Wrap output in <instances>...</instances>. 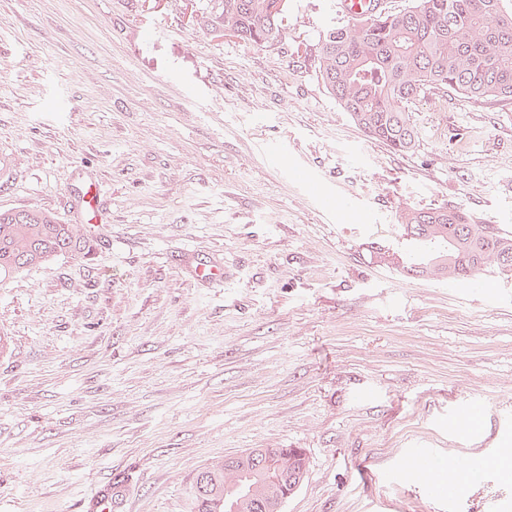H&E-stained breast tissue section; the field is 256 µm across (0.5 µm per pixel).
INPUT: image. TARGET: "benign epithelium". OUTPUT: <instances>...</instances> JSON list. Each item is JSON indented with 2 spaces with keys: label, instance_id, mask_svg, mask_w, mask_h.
<instances>
[{
  "label": "benign epithelium",
  "instance_id": "1",
  "mask_svg": "<svg viewBox=\"0 0 512 512\" xmlns=\"http://www.w3.org/2000/svg\"><path fill=\"white\" fill-rule=\"evenodd\" d=\"M274 452L273 448H257L224 461V473L232 475V478L224 480V497L232 500L236 507L280 512L282 495L273 490L260 493L265 466ZM280 462L278 480L288 486V495L291 496L301 487L306 473L293 458L282 457Z\"/></svg>",
  "mask_w": 512,
  "mask_h": 512
}]
</instances>
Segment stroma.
<instances>
[{
  "label": "stroma",
  "mask_w": 512,
  "mask_h": 512,
  "mask_svg": "<svg viewBox=\"0 0 512 512\" xmlns=\"http://www.w3.org/2000/svg\"><path fill=\"white\" fill-rule=\"evenodd\" d=\"M208 0H0V209L86 225L91 251L0 288V512H189L197 472L302 448L283 512H512V277L373 263L409 209L512 233V101L427 93L417 148L366 137L318 72L336 0H290L279 43L198 23ZM218 263L223 283L197 278ZM481 420L448 431L454 408ZM493 455L456 505L405 463ZM123 485L119 482L108 483L97 486L90 494L85 497L81 504L82 512L93 510L94 512H112L120 505Z\"/></svg>",
  "instance_id": "35a3bbf8"
}]
</instances>
